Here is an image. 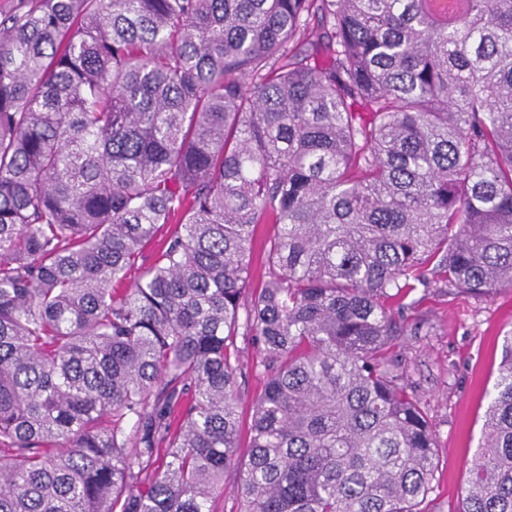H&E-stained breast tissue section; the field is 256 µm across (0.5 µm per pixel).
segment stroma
Masks as SVG:
<instances>
[{"label": "stroma", "mask_w": 512, "mask_h": 512, "mask_svg": "<svg viewBox=\"0 0 512 512\" xmlns=\"http://www.w3.org/2000/svg\"><path fill=\"white\" fill-rule=\"evenodd\" d=\"M403 314L423 329L406 336L401 351L439 443L430 512H453L467 486L481 440L488 393L498 376L502 338L512 330V288L479 297L433 282L409 290ZM238 408L249 420L266 379L254 370L258 350L238 341Z\"/></svg>", "instance_id": "35a3bbf8"}]
</instances>
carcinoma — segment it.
I'll return each mask as SVG.
<instances>
[{"label": "carcinoma", "instance_id": "cac0c4a2", "mask_svg": "<svg viewBox=\"0 0 512 512\" xmlns=\"http://www.w3.org/2000/svg\"><path fill=\"white\" fill-rule=\"evenodd\" d=\"M433 272L512 288V0L0 11V512H429ZM454 512H512L511 331ZM275 230L276 226L274 224H261L258 228L257 243L251 265V284L253 288L261 285V283L267 279L262 244L266 239L274 235ZM239 348V361L237 364V393L238 408L244 425L242 438L243 446L246 445V428L249 421L252 407L265 389L266 378L254 370V365L259 356L257 346L251 341L243 340L241 336L237 339Z\"/></svg>", "mask_w": 512, "mask_h": 512}]
</instances>
